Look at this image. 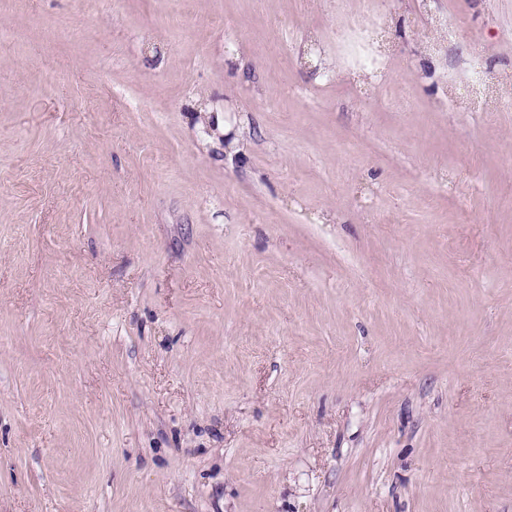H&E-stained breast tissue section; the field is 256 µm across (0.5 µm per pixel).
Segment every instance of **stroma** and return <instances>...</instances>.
<instances>
[{"label":"stroma","instance_id":"35a3bbf8","mask_svg":"<svg viewBox=\"0 0 512 512\" xmlns=\"http://www.w3.org/2000/svg\"><path fill=\"white\" fill-rule=\"evenodd\" d=\"M376 7L0 0V512H512V0Z\"/></svg>","mask_w":512,"mask_h":512}]
</instances>
